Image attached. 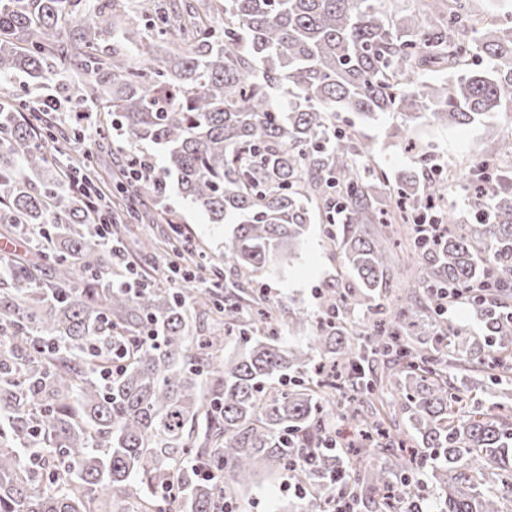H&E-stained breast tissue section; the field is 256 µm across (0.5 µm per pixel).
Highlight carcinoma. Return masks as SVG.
Returning <instances> with one entry per match:
<instances>
[{"instance_id": "obj_1", "label": "carcinoma", "mask_w": 512, "mask_h": 512, "mask_svg": "<svg viewBox=\"0 0 512 512\" xmlns=\"http://www.w3.org/2000/svg\"><path fill=\"white\" fill-rule=\"evenodd\" d=\"M0 0V79L58 77L59 100L103 115L98 137L120 132L117 154L157 147L166 166L120 187L131 217L168 179L211 223L235 224L224 253L230 280L211 288L151 286L127 293L121 258L89 231L82 202L20 119L19 93L0 103V224L51 241L46 265L0 263V512H107L130 483L128 512H228L233 494L277 467L305 489L299 512L322 502L369 503L376 512H503L512 502V387L472 401L467 372L492 358L493 384L512 381V190L481 156L468 168L464 224L448 190L402 173L391 191L372 149L336 113L395 114L469 125L512 112V25L481 26L470 0ZM112 35V50L101 37ZM479 60L469 66L468 58ZM446 72L440 84L416 78ZM434 215L448 235L408 241L418 273L390 297L394 224ZM342 225L340 263L358 288L319 292L320 311L288 319L311 327L307 349L280 336L278 309L244 315V290L297 256L315 216ZM381 221L383 230L369 226ZM195 267L224 277L216 258ZM482 288L471 303L481 336L443 318L439 291ZM224 315L219 337L192 336L190 308ZM159 336L141 337L148 329ZM120 374L100 377L103 365ZM337 359L347 379L324 374ZM406 415L385 427L378 409ZM348 416L376 444L381 466L331 446ZM206 420L200 443L187 427ZM180 493H165L172 475ZM430 497L404 499L415 478Z\"/></svg>"}]
</instances>
